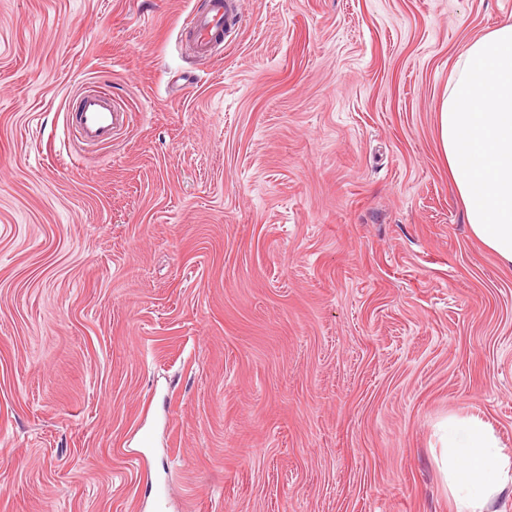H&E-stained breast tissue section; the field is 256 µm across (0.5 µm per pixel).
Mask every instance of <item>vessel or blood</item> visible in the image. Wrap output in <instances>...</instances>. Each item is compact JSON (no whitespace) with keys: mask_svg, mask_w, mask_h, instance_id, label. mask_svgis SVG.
I'll return each mask as SVG.
<instances>
[{"mask_svg":"<svg viewBox=\"0 0 512 512\" xmlns=\"http://www.w3.org/2000/svg\"><path fill=\"white\" fill-rule=\"evenodd\" d=\"M239 0H207L204 9L190 11L185 32L200 55H208L224 40V27ZM129 113L108 95L92 93L82 99L74 129L76 141L88 147L110 142L129 123Z\"/></svg>","mask_w":512,"mask_h":512,"instance_id":"obj_1","label":"vessel or blood"}]
</instances>
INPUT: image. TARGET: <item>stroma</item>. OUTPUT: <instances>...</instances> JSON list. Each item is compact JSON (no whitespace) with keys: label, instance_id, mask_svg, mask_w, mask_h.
I'll use <instances>...</instances> for the list:
<instances>
[{"label":"stroma","instance_id":"stroma-1","mask_svg":"<svg viewBox=\"0 0 512 512\" xmlns=\"http://www.w3.org/2000/svg\"><path fill=\"white\" fill-rule=\"evenodd\" d=\"M0 0V512H456L512 449V265L437 112L512 0ZM132 120L81 159L66 114ZM238 9L239 0H207L204 9L190 11L184 31L198 54L207 56L215 45L223 42L225 24ZM441 461L457 512H490L494 500L512 486V454L478 418L448 422Z\"/></svg>","mask_w":512,"mask_h":512}]
</instances>
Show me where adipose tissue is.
Masks as SVG:
<instances>
[{
	"instance_id": "ef3b65f1",
	"label": "adipose tissue",
	"mask_w": 512,
	"mask_h": 512,
	"mask_svg": "<svg viewBox=\"0 0 512 512\" xmlns=\"http://www.w3.org/2000/svg\"><path fill=\"white\" fill-rule=\"evenodd\" d=\"M438 133L471 233L512 264V22L459 52ZM441 461L457 512H488L512 485V454L480 419L449 421Z\"/></svg>"
}]
</instances>
